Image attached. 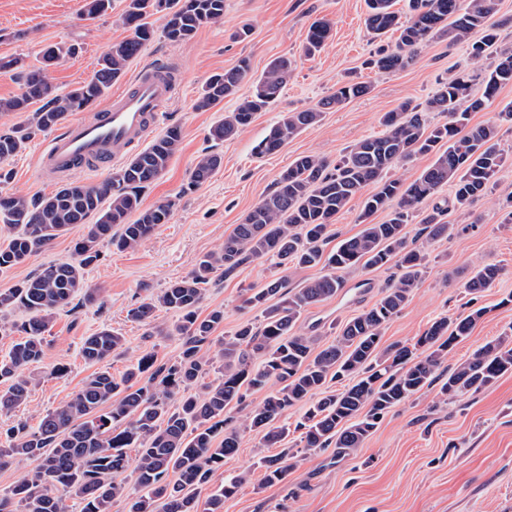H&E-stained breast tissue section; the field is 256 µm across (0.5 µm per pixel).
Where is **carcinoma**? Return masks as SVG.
<instances>
[{"instance_id":"cac0c4a2","label":"carcinoma","mask_w":512,"mask_h":512,"mask_svg":"<svg viewBox=\"0 0 512 512\" xmlns=\"http://www.w3.org/2000/svg\"><path fill=\"white\" fill-rule=\"evenodd\" d=\"M123 23L132 35L114 45L101 58L94 77L67 92L53 83L50 66L75 53L73 44L45 48L40 65L21 57L0 59V69L16 71L22 94L0 99V114L31 112L28 122L0 132V225L8 229L0 246V271H8L40 253L51 241L77 224L83 235L74 243L73 262L49 264L22 283L0 290V313L27 314L24 336L0 360V413L23 404L31 392L26 369L44 358V333L57 312L67 307L83 288L85 269L97 262L100 247L135 250L155 228L168 223L166 204L142 207L140 191L158 180L179 151L181 130L168 128L141 152L131 156L98 186L66 181L47 196L8 193L11 179L2 164L25 149L32 133L59 125L70 112L84 111L99 101L120 80L131 60L155 35L173 45L190 41L205 23L224 16V0H125ZM394 0H367L366 24L377 37L398 33L393 47H380L370 65L380 72L409 66L427 42L446 38L448 44L468 43L474 62L495 55V65L483 76V92L471 93V75L462 72L440 83L425 103L411 101L384 113L383 135L357 142L334 165L316 155L297 157L276 179L275 189L235 225L216 251L207 254L188 276L172 283L128 310V317L150 324L156 305L181 315L176 330L183 348L172 362L159 363L145 354L117 380L107 370L93 372L72 397L48 411L37 427H11L0 441V466L27 460L32 469L17 484L0 494V512H66V499L75 497L80 512H112V501L124 495L117 477L133 468L136 493L124 495L126 512H199L196 490L224 467V459L239 448V431L226 410L242 408L247 393L275 381L270 392L245 414L246 426L263 433L264 446L276 448L288 435L280 420L295 406L306 411L296 424L305 447L333 448L343 458L361 447L392 409L431 384L448 353L468 336L485 310L473 309L464 317L441 318L410 345H380L384 326L405 307L428 264V254L408 243L405 224L440 190L453 185L454 200L467 206L486 195L504 156L499 148V126L470 124L499 90L512 84V48H501L499 27L487 24L497 0H408L406 19L393 10ZM112 9V0H86L83 15L93 20ZM483 30L480 40L470 34ZM330 36V24L314 22L305 49L311 54ZM292 69L286 57L274 59L252 84L250 93L224 119L211 127L209 138L222 142L248 127L254 116L278 98ZM250 71L249 62L213 76L195 103L209 110L237 94ZM369 87L344 82L319 107L288 112L255 147L258 156L273 154L305 129L316 124L323 110L367 94ZM34 103L39 104L30 110ZM437 112L445 121L428 124L426 113ZM417 156L432 162L414 181L405 184L387 177L396 164ZM221 157L210 153L196 162L189 186L206 182L220 166ZM378 190L365 197L359 219L363 228L324 254L336 216L370 185ZM396 209L382 224L371 217L392 201ZM445 210L434 206L421 219L428 237L451 236L454 225L444 221ZM272 256L286 265L315 266L329 272L291 293L282 280L267 283L245 299L263 308L261 328L242 325L234 335L218 342L211 356L202 352L213 343L212 333L224 322V310L198 314L204 290L213 275L228 276L255 259ZM391 264L398 273L382 297L369 309L338 326L334 341L302 331L299 320L306 308L335 296L344 287L339 272L355 266L366 269ZM500 275L493 264L480 265L464 289L468 294L491 287ZM275 303H270L271 299ZM124 346V337L108 327L84 338L80 353L86 363L104 362ZM260 355L263 360L255 364ZM219 360L221 377L200 393H191L205 366ZM512 373V336L487 342L459 363L441 386V396L453 398L492 386ZM347 378L340 392L329 382ZM178 397L171 410L165 399ZM224 440L216 442L219 430ZM136 452L130 465L127 449ZM265 482L288 480L297 466L296 455L285 448L261 458ZM177 474L168 481L169 472ZM243 473L214 495L208 512H222L224 499L247 481Z\"/></svg>"}]
</instances>
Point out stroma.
Returning <instances> with one entry per match:
<instances>
[{
	"label": "stroma",
	"mask_w": 512,
	"mask_h": 512,
	"mask_svg": "<svg viewBox=\"0 0 512 512\" xmlns=\"http://www.w3.org/2000/svg\"><path fill=\"white\" fill-rule=\"evenodd\" d=\"M84 0H0V57H22L27 64L40 60V51L52 44L75 45V55L62 58L52 71L60 89L68 90L89 80L99 58L130 30L122 20L123 0H113L104 17H83ZM366 0H224L222 19L204 24L194 38L172 45L155 37L132 60L125 77L114 83L120 93L127 81L144 67L166 66L181 76L171 100L165 104L154 135L179 127L180 151L165 174L141 193L144 207L172 206L169 223L156 227L150 240L135 250L102 249L100 260L87 267L84 288L95 294L94 303L76 296L59 311L45 333L46 356L30 366L33 380L25 405L0 414V431L23 422L37 426L42 415L75 393L93 373L80 348L86 336L108 327L125 338L123 351L104 366L121 376L140 356L152 353L158 361L177 358L183 337L176 331L179 315L156 307L150 325L128 318L130 308L149 294H159L170 283L187 276L197 261L217 249L235 224L274 188L279 173L301 155H319L337 161L359 140L381 135L380 119L404 101L423 103L449 74H474L473 94H481L480 74L494 64L493 57L473 62L467 44L448 45L433 40L406 69L378 72L366 61L377 47L365 27ZM331 26V36L319 53H304L307 31L315 20ZM250 36L236 37L241 28ZM292 60L293 71L280 96L268 111L257 113L238 136L212 141L210 128L248 95L275 58ZM250 61L249 79L236 96L207 111L194 103L210 76ZM346 81H363L370 92L339 109L323 113L320 122L302 131L278 152L255 156L261 141L284 113L312 109ZM52 136L36 133L26 148L8 162L12 171L9 192L42 196L54 192L60 179L43 175L40 154ZM499 147L504 164L490 192L464 208H449L445 219L454 224L451 237L429 239L419 217L405 226L408 240L429 256V264L403 310L382 331V345L411 344L443 317L468 314L462 285L480 264H497L502 274L478 296L485 316L470 336L459 342L437 370V381L389 412L361 448L336 458L331 450L304 449L295 425L303 408L289 410L284 442L299 460L287 481L269 485L259 460L267 455L261 433L240 430L237 452L197 491L199 504L230 478L249 472L250 479L224 501V512H512V374L491 387L441 401L442 380L462 360L487 342L512 332V224L505 223L503 206L512 198V127L502 126ZM207 153L222 157L208 181L188 190L189 174L198 158ZM83 225L47 245L36 257L0 273V289L9 288L48 263L70 262ZM322 266H279L264 257L241 266L228 278H214L204 291L199 315L224 312L217 336H231L243 323L260 327L261 308L244 306L248 289L261 288L272 279L296 290L323 275ZM393 275L392 267L344 271L345 286L333 298L309 307L301 316L304 329L331 342L336 326L372 307ZM65 365L64 376L51 373Z\"/></svg>",
	"instance_id": "obj_1"
}]
</instances>
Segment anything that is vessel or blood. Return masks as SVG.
I'll use <instances>...</instances> for the list:
<instances>
[{
    "label": "vessel or blood",
    "instance_id": "obj_1",
    "mask_svg": "<svg viewBox=\"0 0 512 512\" xmlns=\"http://www.w3.org/2000/svg\"><path fill=\"white\" fill-rule=\"evenodd\" d=\"M174 87L170 70H141L103 109L66 124L43 150V168L67 173L123 159L155 127Z\"/></svg>",
    "mask_w": 512,
    "mask_h": 512
}]
</instances>
